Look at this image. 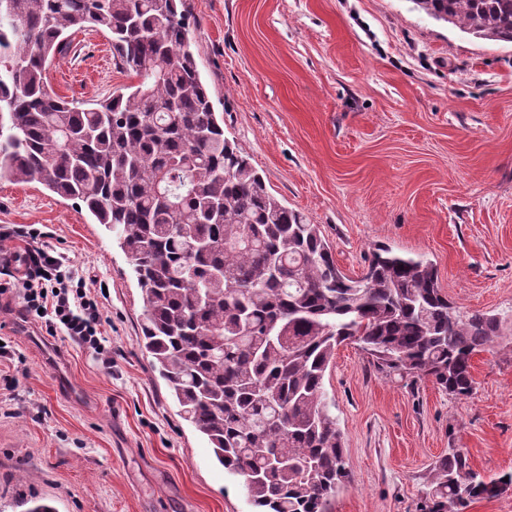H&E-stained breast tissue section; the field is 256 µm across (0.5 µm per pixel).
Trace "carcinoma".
I'll return each mask as SVG.
<instances>
[{"label": "carcinoma", "mask_w": 512, "mask_h": 512, "mask_svg": "<svg viewBox=\"0 0 512 512\" xmlns=\"http://www.w3.org/2000/svg\"><path fill=\"white\" fill-rule=\"evenodd\" d=\"M461 32L512 42V0H413ZM186 0H0V180L36 181L115 233L143 297L144 348L257 512H327L348 481L324 379L351 341L382 373L473 393L496 315L460 313L434 265L387 245L352 277L319 225L268 189L224 135L189 38ZM107 36L137 82L77 105L45 73L67 33ZM450 448L421 512H465L512 488ZM22 512H55L15 489Z\"/></svg>", "instance_id": "cac0c4a2"}]
</instances>
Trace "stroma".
Wrapping results in <instances>:
<instances>
[{
    "label": "stroma",
    "mask_w": 512,
    "mask_h": 512,
    "mask_svg": "<svg viewBox=\"0 0 512 512\" xmlns=\"http://www.w3.org/2000/svg\"><path fill=\"white\" fill-rule=\"evenodd\" d=\"M191 45L224 133L288 208L360 276L375 245L421 254L464 314L505 316L472 358L474 391L385 376L337 348L325 390L349 481L329 512H419L451 448L512 472V43L412 0H188ZM50 91L93 103L129 85L105 37L71 35ZM35 227L37 240L22 237ZM0 512L16 481L57 512H253L239 476L185 420L140 340L142 291L104 226L36 182L0 180ZM62 255L97 295L103 365L25 318L12 289L29 249Z\"/></svg>",
    "instance_id": "obj_1"
}]
</instances>
